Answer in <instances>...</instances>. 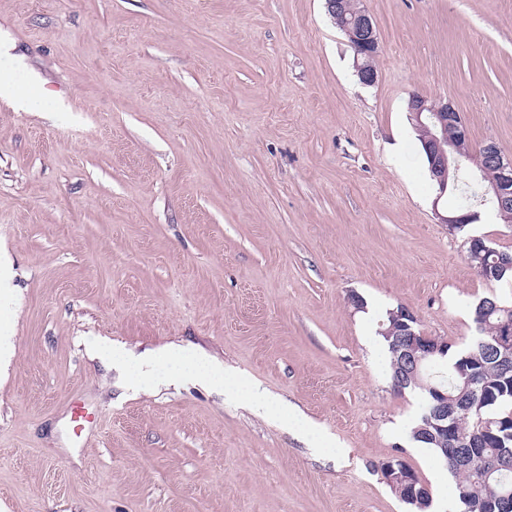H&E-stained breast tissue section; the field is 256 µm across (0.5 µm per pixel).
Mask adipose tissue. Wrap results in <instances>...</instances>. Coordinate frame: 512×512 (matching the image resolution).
<instances>
[{
    "mask_svg": "<svg viewBox=\"0 0 512 512\" xmlns=\"http://www.w3.org/2000/svg\"><path fill=\"white\" fill-rule=\"evenodd\" d=\"M86 349L90 359L121 371L130 387L145 392L160 385L186 383L218 390L224 387L223 364L190 347L171 345L137 354L110 340L93 339Z\"/></svg>",
    "mask_w": 512,
    "mask_h": 512,
    "instance_id": "1",
    "label": "adipose tissue"
}]
</instances>
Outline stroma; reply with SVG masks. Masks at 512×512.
Segmentation results:
<instances>
[{"mask_svg": "<svg viewBox=\"0 0 512 512\" xmlns=\"http://www.w3.org/2000/svg\"><path fill=\"white\" fill-rule=\"evenodd\" d=\"M379 78L362 85L323 0H0V69L55 112L0 96V501L10 512H410L378 466L433 500L456 481L402 435L421 390L373 341L387 312L468 347L507 294L437 197L410 94L450 99L472 146L512 156V0H365ZM363 300L355 308L350 295ZM202 350L297 407L314 449L236 391L127 390L86 353ZM95 417L75 434L73 402Z\"/></svg>", "mask_w": 512, "mask_h": 512, "instance_id": "stroma-1", "label": "stroma"}]
</instances>
